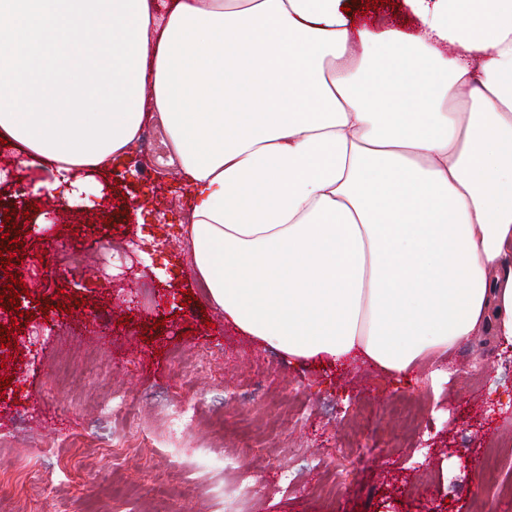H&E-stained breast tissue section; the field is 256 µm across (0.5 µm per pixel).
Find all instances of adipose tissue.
Returning <instances> with one entry per match:
<instances>
[{
  "label": "adipose tissue",
  "mask_w": 512,
  "mask_h": 512,
  "mask_svg": "<svg viewBox=\"0 0 512 512\" xmlns=\"http://www.w3.org/2000/svg\"><path fill=\"white\" fill-rule=\"evenodd\" d=\"M143 116L188 187L192 270L295 362L404 377L465 341L512 347V0H146ZM79 205L106 167L19 142ZM359 2H362L361 5H364V8H361L360 5V9L356 16L360 24L364 23L375 28L398 25L405 31H414V17L409 8L405 5L404 1L391 0V2H394V5H389V3L386 2L380 3V0L379 2L370 0L369 4H371V9H369L368 14L366 15H362V11H366L365 0ZM374 5H378V8L374 9ZM394 14H397V17H394Z\"/></svg>",
  "instance_id": "adipose-tissue-1"
}]
</instances>
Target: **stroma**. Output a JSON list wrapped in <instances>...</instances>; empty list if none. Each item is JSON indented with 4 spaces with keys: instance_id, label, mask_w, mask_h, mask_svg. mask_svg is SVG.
<instances>
[{
    "instance_id": "obj_1",
    "label": "stroma",
    "mask_w": 512,
    "mask_h": 512,
    "mask_svg": "<svg viewBox=\"0 0 512 512\" xmlns=\"http://www.w3.org/2000/svg\"><path fill=\"white\" fill-rule=\"evenodd\" d=\"M15 151L0 142V203L20 230L13 268L28 294L0 307V329L19 310L31 321L0 350L11 381L0 390V479L13 481L0 512L36 502L50 512H474L477 464L512 432L511 350L461 345L437 388L431 362L405 384L361 361L288 362L225 323L192 275L187 198L159 120L78 206L38 190L45 171H16ZM68 252L86 264H61ZM110 389L133 415L99 412ZM414 400L424 405L415 453L399 412ZM188 406L202 424L170 437V414ZM116 428L128 443L118 457Z\"/></svg>"
}]
</instances>
